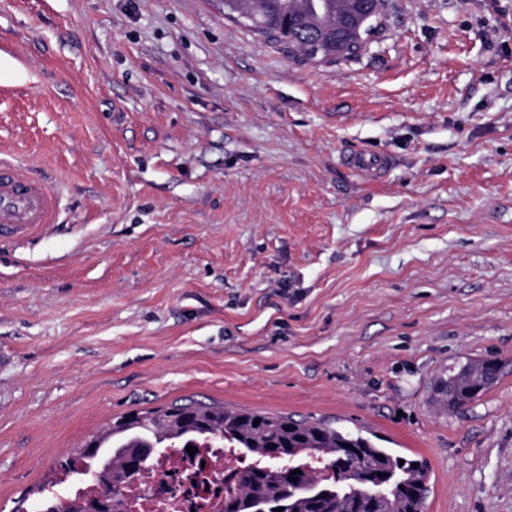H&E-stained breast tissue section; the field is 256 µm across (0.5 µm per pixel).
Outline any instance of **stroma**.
Segmentation results:
<instances>
[{
    "label": "stroma",
    "instance_id": "1",
    "mask_svg": "<svg viewBox=\"0 0 512 512\" xmlns=\"http://www.w3.org/2000/svg\"><path fill=\"white\" fill-rule=\"evenodd\" d=\"M0 148L62 205L0 236V512L191 400L376 436L426 461L425 512H512V0H388L335 63L224 0H0ZM345 166L354 174L373 182H380L392 166V159L384 154L358 151L343 159ZM489 362L493 361H467L448 371V379L438 393V400L448 407V411H458L471 405L490 388L500 369L495 361V370L488 373L486 364Z\"/></svg>",
    "mask_w": 512,
    "mask_h": 512
}]
</instances>
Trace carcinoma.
<instances>
[{
	"label": "carcinoma",
	"instance_id": "cac0c4a2",
	"mask_svg": "<svg viewBox=\"0 0 512 512\" xmlns=\"http://www.w3.org/2000/svg\"><path fill=\"white\" fill-rule=\"evenodd\" d=\"M345 0H224L227 14L276 46L292 53L284 26L303 35L322 30L332 38L348 11ZM387 0H370L367 33L378 26ZM487 361H467L448 370L438 400L450 411L461 410L480 398L499 370L488 372ZM259 424H254V421ZM99 446L111 450L112 470L120 475L146 474L137 463V448H236L252 465L235 474V488L224 496L223 512H424L428 493L425 463L380 448L360 430L337 428L322 420H296L288 415L230 411L215 404L174 403L157 411H134L112 420ZM339 462L346 472L327 481L311 469L314 461ZM404 464H399V461ZM300 470L293 475L292 471ZM133 482L101 499L39 500L33 512H123Z\"/></svg>",
	"mask_w": 512,
	"mask_h": 512
}]
</instances>
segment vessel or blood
Returning <instances> with one entry per match:
<instances>
[{"instance_id": "1", "label": "vessel or blood", "mask_w": 512, "mask_h": 512, "mask_svg": "<svg viewBox=\"0 0 512 512\" xmlns=\"http://www.w3.org/2000/svg\"><path fill=\"white\" fill-rule=\"evenodd\" d=\"M354 174L371 181H382L392 166L384 154L359 151L344 159ZM60 201L44 181L24 174L13 154L0 151V232L12 235L31 233L33 229L57 223Z\"/></svg>"}]
</instances>
